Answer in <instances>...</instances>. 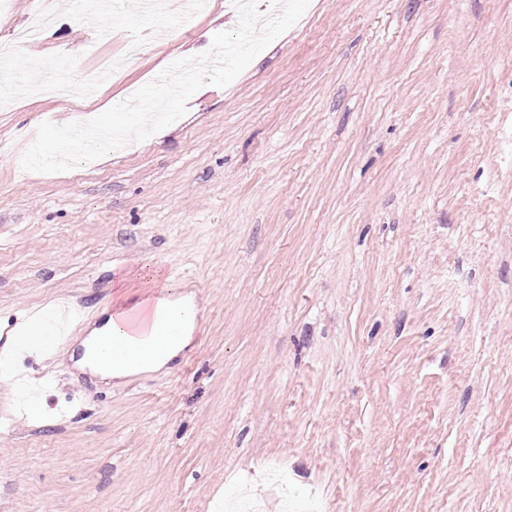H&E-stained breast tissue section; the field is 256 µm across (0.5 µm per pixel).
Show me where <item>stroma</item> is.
I'll use <instances>...</instances> for the list:
<instances>
[{"label":"stroma","instance_id":"stroma-1","mask_svg":"<svg viewBox=\"0 0 512 512\" xmlns=\"http://www.w3.org/2000/svg\"><path fill=\"white\" fill-rule=\"evenodd\" d=\"M237 23L0 14V321L64 298L76 338L154 270L201 304L185 353L120 386L73 342L18 361L42 396L0 383V512H512V0H311L146 140L22 170L41 123ZM35 61L68 100L11 92Z\"/></svg>","mask_w":512,"mask_h":512}]
</instances>
